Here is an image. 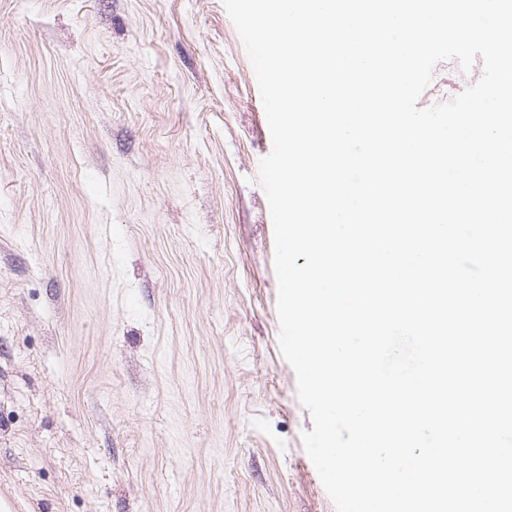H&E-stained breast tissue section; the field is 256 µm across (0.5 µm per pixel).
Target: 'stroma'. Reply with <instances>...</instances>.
I'll return each mask as SVG.
<instances>
[{
    "label": "stroma",
    "instance_id": "35a3bbf8",
    "mask_svg": "<svg viewBox=\"0 0 512 512\" xmlns=\"http://www.w3.org/2000/svg\"><path fill=\"white\" fill-rule=\"evenodd\" d=\"M222 0H0V505L336 512Z\"/></svg>",
    "mask_w": 512,
    "mask_h": 512
}]
</instances>
